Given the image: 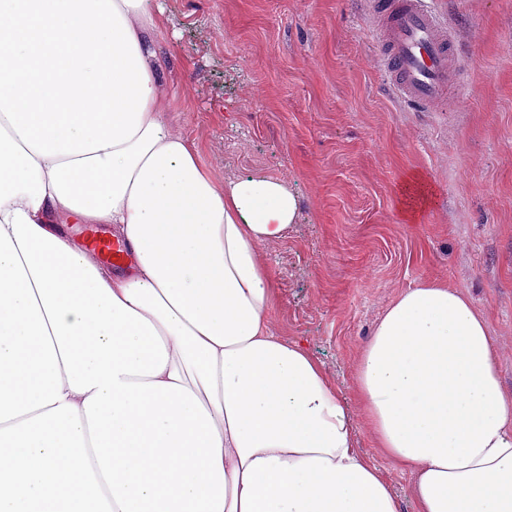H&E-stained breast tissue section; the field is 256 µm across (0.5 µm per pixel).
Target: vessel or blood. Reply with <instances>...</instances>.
I'll return each instance as SVG.
<instances>
[{
    "instance_id": "obj_1",
    "label": "vessel or blood",
    "mask_w": 512,
    "mask_h": 512,
    "mask_svg": "<svg viewBox=\"0 0 512 512\" xmlns=\"http://www.w3.org/2000/svg\"><path fill=\"white\" fill-rule=\"evenodd\" d=\"M371 9L386 23L380 61L393 93L418 112L446 103L459 52L430 0H372ZM84 245L116 266L127 259L122 243L94 228L85 229Z\"/></svg>"
}]
</instances>
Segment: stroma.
<instances>
[{
    "label": "stroma",
    "mask_w": 512,
    "mask_h": 512,
    "mask_svg": "<svg viewBox=\"0 0 512 512\" xmlns=\"http://www.w3.org/2000/svg\"><path fill=\"white\" fill-rule=\"evenodd\" d=\"M170 126L216 182L265 177L299 220L263 244L271 323L345 397L390 302L424 279L488 319L512 389V0H436L463 46L454 108L389 89L370 0H164Z\"/></svg>",
    "instance_id": "1"
}]
</instances>
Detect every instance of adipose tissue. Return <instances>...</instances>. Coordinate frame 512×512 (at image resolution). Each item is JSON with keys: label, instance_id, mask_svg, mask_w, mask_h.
Instances as JSON below:
<instances>
[{"label": "adipose tissue", "instance_id": "adipose-tissue-1", "mask_svg": "<svg viewBox=\"0 0 512 512\" xmlns=\"http://www.w3.org/2000/svg\"><path fill=\"white\" fill-rule=\"evenodd\" d=\"M162 0H0V512H399L347 400L270 323L298 201L173 132ZM107 224L129 270L62 225ZM416 512H512V391L457 289L400 293L356 362Z\"/></svg>", "mask_w": 512, "mask_h": 512}]
</instances>
